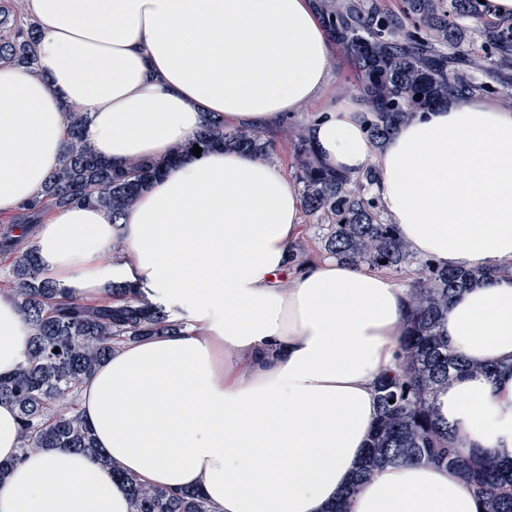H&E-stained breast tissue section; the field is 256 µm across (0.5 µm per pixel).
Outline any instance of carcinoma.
<instances>
[{
	"label": "carcinoma",
	"mask_w": 512,
	"mask_h": 512,
	"mask_svg": "<svg viewBox=\"0 0 512 512\" xmlns=\"http://www.w3.org/2000/svg\"><path fill=\"white\" fill-rule=\"evenodd\" d=\"M329 33L348 56L355 81L339 85V94L356 97L372 143L380 148L395 129L456 95L494 102L512 98V17H502L491 0H317ZM37 29L0 8V58L31 69L37 64ZM71 137L58 169L42 190L45 206L98 205L121 216L149 179L170 161H133L116 172L87 145L83 130L89 114L68 112ZM315 116L292 124L295 175L303 210L313 218L325 253L373 271L406 274L407 324L396 337L398 366L376 382L378 414L363 464L344 498L355 494L372 473L387 464L431 459L462 473L482 500L483 512H512V464L493 456L463 458L449 447L448 422L436 404L458 376L488 377L497 366L470 364L448 348L441 325L452 298L495 275L490 267H445L416 255L385 223L372 194L374 170L351 176L320 164L310 138ZM268 155L269 144L256 127L224 128L211 122L185 148ZM38 204H24L15 224L37 223ZM0 249L13 255L9 292L31 326L25 361L9 377H0V400L11 402L21 428L20 453L39 448L98 452L90 427L77 407L87 376L122 344L181 329L163 307L142 292L113 287L116 304L87 307L59 296L40 278L33 245L4 238ZM59 352H54V349ZM130 492L131 512H215L196 490L169 491L148 485L134 474L117 473Z\"/></svg>",
	"instance_id": "cac0c4a2"
}]
</instances>
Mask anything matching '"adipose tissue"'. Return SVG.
<instances>
[{"mask_svg":"<svg viewBox=\"0 0 512 512\" xmlns=\"http://www.w3.org/2000/svg\"><path fill=\"white\" fill-rule=\"evenodd\" d=\"M39 31L28 71L0 60V215L39 197L68 137L67 109L116 170L176 162L120 219L78 203L30 235L40 275L73 300L140 290L183 329L121 346L85 378L79 411L96 452L20 454L15 407L0 401V512H130L120 469L196 489L216 512H326L364 456L375 383L398 363L407 289L325 257L289 273L299 187L268 158L216 147L176 158L214 118L282 128L300 105L330 169L375 167L372 192L421 257L499 266L464 290L442 331L466 374L437 405L458 455L512 459V105L456 95L374 148L355 100L328 93L335 42L312 0H27ZM122 239V253L112 251ZM29 326L0 295V375L25 359ZM348 512H483L457 470L423 460L377 469Z\"/></svg>","mask_w":512,"mask_h":512,"instance_id":"adipose-tissue-1","label":"adipose tissue"}]
</instances>
